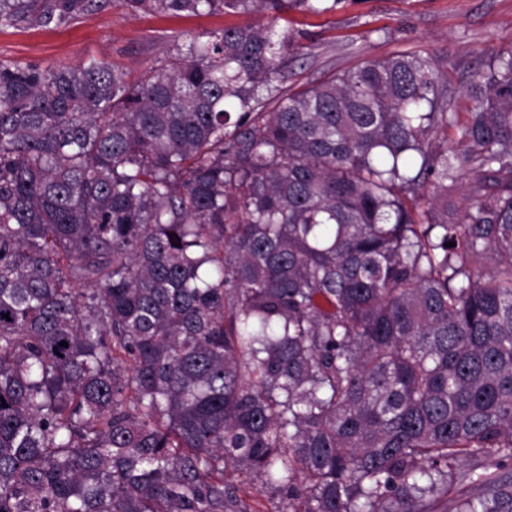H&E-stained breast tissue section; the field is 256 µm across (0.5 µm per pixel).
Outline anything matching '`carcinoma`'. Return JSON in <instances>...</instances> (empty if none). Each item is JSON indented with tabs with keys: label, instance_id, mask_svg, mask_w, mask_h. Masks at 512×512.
<instances>
[{
	"label": "carcinoma",
	"instance_id": "carcinoma-1",
	"mask_svg": "<svg viewBox=\"0 0 512 512\" xmlns=\"http://www.w3.org/2000/svg\"><path fill=\"white\" fill-rule=\"evenodd\" d=\"M111 1L337 2L0 29ZM299 50L0 62V512H252L228 470L278 512H512V50L462 124L416 52L286 90ZM228 479H233L238 484H241L243 493L241 494L243 500L252 507L256 512H274L278 506V499L274 493L265 485H262L260 480L248 479L243 476L230 475Z\"/></svg>",
	"mask_w": 512,
	"mask_h": 512
}]
</instances>
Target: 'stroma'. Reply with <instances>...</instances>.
Segmentation results:
<instances>
[{
  "label": "stroma",
  "mask_w": 512,
  "mask_h": 512,
  "mask_svg": "<svg viewBox=\"0 0 512 512\" xmlns=\"http://www.w3.org/2000/svg\"><path fill=\"white\" fill-rule=\"evenodd\" d=\"M256 13L193 16L132 15L111 5L57 28L0 29V60L26 65H79L91 59L139 74L173 40L227 27L266 23ZM275 23L300 34L301 56L285 71V86L315 83L327 74L401 51L431 56L444 73L451 109L466 117V86L491 48L512 47V0H339L335 10H294Z\"/></svg>",
  "instance_id": "obj_1"
}]
</instances>
